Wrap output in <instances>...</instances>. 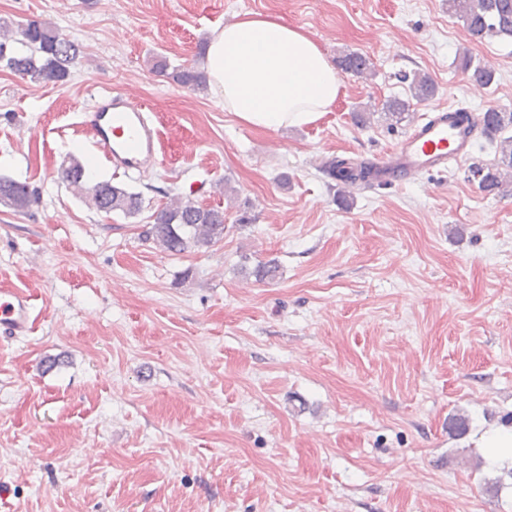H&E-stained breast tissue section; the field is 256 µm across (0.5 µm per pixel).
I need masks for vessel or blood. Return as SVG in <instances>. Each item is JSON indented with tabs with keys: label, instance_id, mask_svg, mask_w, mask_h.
Here are the masks:
<instances>
[{
	"label": "vessel or blood",
	"instance_id": "obj_1",
	"mask_svg": "<svg viewBox=\"0 0 512 512\" xmlns=\"http://www.w3.org/2000/svg\"><path fill=\"white\" fill-rule=\"evenodd\" d=\"M94 147L115 170L139 172L161 162V133L147 106L131 90L105 88L82 114ZM483 111L471 108L459 119L451 107L436 110L415 125L375 165L379 182L395 185L423 174L447 170L449 161L466 158L482 128ZM30 295L0 291V332L24 336L33 329Z\"/></svg>",
	"mask_w": 512,
	"mask_h": 512
}]
</instances>
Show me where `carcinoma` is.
Instances as JSON below:
<instances>
[{"mask_svg": "<svg viewBox=\"0 0 512 512\" xmlns=\"http://www.w3.org/2000/svg\"><path fill=\"white\" fill-rule=\"evenodd\" d=\"M448 6L463 21L472 39L482 40L489 35L512 38V0H448ZM78 54V46L47 22L26 19L12 26H0V64L21 78L43 83L64 82ZM462 65L466 70H473V75L482 83L490 84L495 78L494 69L474 63L469 56L463 57ZM339 67L345 73L363 75L370 69V64L363 55L350 52L339 60ZM173 78L193 89L202 85V74L193 67L176 72ZM436 92L437 87L428 75H414L411 81L413 99L426 101ZM409 107L410 101L394 97L385 104V119L398 124L405 118ZM508 129L512 130V112L492 109L485 113L483 134L495 137ZM499 154L497 162L492 165L473 163L468 169L470 180L488 194L500 192L504 175L512 173V136L500 140ZM322 172L328 178L342 182L369 181L376 175L374 166L368 163L354 166L336 158L324 162ZM61 177L77 193L86 196L99 212L132 217L142 208L139 192L110 181L88 183L85 167L76 159L61 170ZM38 199V191L27 182L0 176V204L24 210ZM224 229V210L204 208L188 200L177 199L157 212L146 235L163 251L179 255L213 246L224 239ZM278 269L275 261L268 260L257 263L249 274L263 282L275 279Z\"/></svg>", "mask_w": 512, "mask_h": 512, "instance_id": "cac0c4a2", "label": "carcinoma"}]
</instances>
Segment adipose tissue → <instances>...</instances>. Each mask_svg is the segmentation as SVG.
Returning a JSON list of instances; mask_svg holds the SVG:
<instances>
[{
	"label": "adipose tissue",
	"mask_w": 512,
	"mask_h": 512,
	"mask_svg": "<svg viewBox=\"0 0 512 512\" xmlns=\"http://www.w3.org/2000/svg\"><path fill=\"white\" fill-rule=\"evenodd\" d=\"M206 72L225 111L264 130L317 121L331 111L342 88L309 33L259 13L244 14L212 33Z\"/></svg>",
	"instance_id": "adipose-tissue-1"
}]
</instances>
